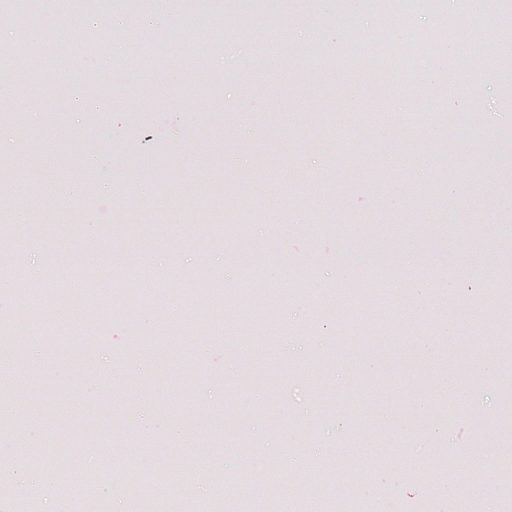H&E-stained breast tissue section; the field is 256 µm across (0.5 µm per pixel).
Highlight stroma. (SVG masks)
Masks as SVG:
<instances>
[{
  "instance_id": "1",
  "label": "stroma",
  "mask_w": 512,
  "mask_h": 512,
  "mask_svg": "<svg viewBox=\"0 0 512 512\" xmlns=\"http://www.w3.org/2000/svg\"><path fill=\"white\" fill-rule=\"evenodd\" d=\"M404 2L389 13L381 0H29L0 23V100L15 105L0 111V199L30 216L23 229L0 221V272L20 246L42 265L0 298V321L43 358L19 361L13 431L0 433V472L20 463L40 484L0 492V512L22 497L51 512L89 470L103 512H141L126 473L179 483L188 458V512H233L248 455L338 480L367 471L343 495L356 512L378 500L389 512H512L500 492L512 465V69L470 95L414 80L477 44L512 56V0L474 30L459 0ZM451 22L455 46L397 55L377 86V34L398 52ZM218 25L227 41L210 40ZM269 29L283 46L265 43ZM49 35L44 67L16 64L15 45L38 55ZM106 54L111 81L88 78ZM76 185L95 191L74 201ZM408 243L413 271L396 262ZM146 252L163 264L143 265ZM342 256L356 279L385 284V315L334 304ZM477 264L486 278L470 277ZM77 283L95 315L60 320ZM229 432L244 450L226 449Z\"/></svg>"
}]
</instances>
